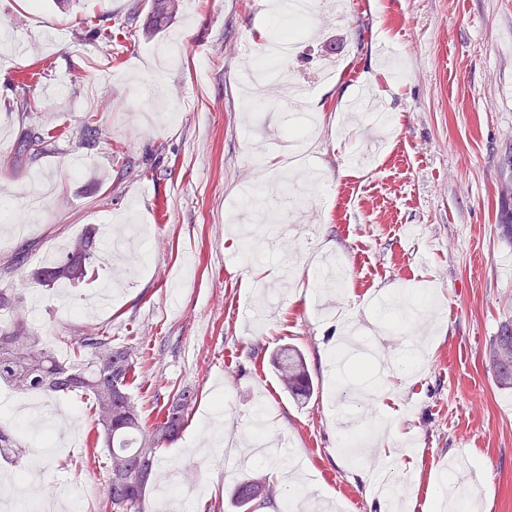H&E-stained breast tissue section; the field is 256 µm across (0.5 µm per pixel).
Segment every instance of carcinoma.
<instances>
[{"label":"carcinoma","mask_w":512,"mask_h":512,"mask_svg":"<svg viewBox=\"0 0 512 512\" xmlns=\"http://www.w3.org/2000/svg\"><path fill=\"white\" fill-rule=\"evenodd\" d=\"M179 0H151L149 32L156 34L177 12ZM50 136L27 133L20 141L26 155L45 151ZM98 251L96 228L70 245L58 262L33 274L35 284L51 288L56 284L77 285L86 280ZM19 302L0 290V311L13 312V320L0 323V384L17 391L46 397L84 392L92 395L98 434L95 447L107 453L109 478L100 512H141L158 447L173 442L187 425L197 393L182 389L174 393L157 423L149 427L142 408L128 388L137 365L136 350L112 344L108 332L99 329L72 340L81 361L67 364L45 346L16 315ZM272 366L283 389L293 398L307 399L314 392V380L303 353L287 346L272 355ZM497 382L512 387V324L501 327L488 353ZM28 453L13 434L0 430V457L14 463ZM276 493V487L257 477H245L233 487L230 504L242 512H256Z\"/></svg>","instance_id":"cac0c4a2"}]
</instances>
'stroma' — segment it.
<instances>
[{"mask_svg":"<svg viewBox=\"0 0 512 512\" xmlns=\"http://www.w3.org/2000/svg\"><path fill=\"white\" fill-rule=\"evenodd\" d=\"M150 2L77 0L65 11L0 0V29L29 45L19 54L0 41V204L13 218L39 207L24 230L0 226V289L64 361L76 359L71 337L97 327L139 347L145 366L130 391L144 410L196 390L158 458L179 460L200 490L168 512H206L253 474L278 488L260 512H387L357 465L401 478L410 512H444L458 493L475 494V512H512V388L486 358L512 322V0L314 8L302 54L283 66L318 100L303 166L316 187L265 224L264 254L247 263L231 217L248 186L287 180L271 146L297 120L275 81L257 86L266 106L245 107L241 73L276 36L274 0H181L152 37L142 31ZM99 23L111 43L86 38ZM330 47L324 78L314 65ZM31 67L41 81L24 112L16 75ZM40 130L55 134L47 152L22 156L23 134ZM90 224H136L144 240L91 274L86 288L107 287L111 300L77 318L62 288L32 274ZM316 254L346 267L343 286L310 276ZM350 323L375 331L341 387L330 358ZM286 343L312 374L308 404L271 366ZM20 398L0 385V427L29 450L22 467L0 460V480L33 503L66 486L79 512H98L108 472L89 396L54 398L78 433L51 450L50 424L12 419ZM260 399L283 456L231 466L220 439L244 437ZM350 432L368 442L355 460L341 446Z\"/></svg>","mask_w":512,"mask_h":512,"instance_id":"stroma-1","label":"stroma"}]
</instances>
